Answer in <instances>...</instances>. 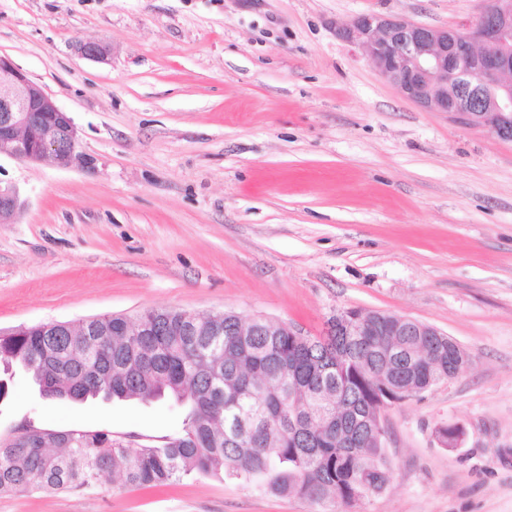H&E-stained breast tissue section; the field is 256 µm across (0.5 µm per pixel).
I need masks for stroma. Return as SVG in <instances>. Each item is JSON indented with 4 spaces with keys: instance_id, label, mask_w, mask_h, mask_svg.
Masks as SVG:
<instances>
[{
    "instance_id": "1",
    "label": "stroma",
    "mask_w": 512,
    "mask_h": 512,
    "mask_svg": "<svg viewBox=\"0 0 512 512\" xmlns=\"http://www.w3.org/2000/svg\"><path fill=\"white\" fill-rule=\"evenodd\" d=\"M479 0H0V55L72 116L89 166L0 159L24 208L0 224V329L232 311L321 335L336 310L434 326L470 362L387 411V489L353 507L240 480L0 495V512H512V141L401 95L332 22L433 27ZM80 41L108 45L93 61ZM182 407L40 396L25 420L156 443ZM460 423L458 448L439 427Z\"/></svg>"
}]
</instances>
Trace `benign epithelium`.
Here are the masks:
<instances>
[{
	"label": "benign epithelium",
	"mask_w": 512,
	"mask_h": 512,
	"mask_svg": "<svg viewBox=\"0 0 512 512\" xmlns=\"http://www.w3.org/2000/svg\"><path fill=\"white\" fill-rule=\"evenodd\" d=\"M472 22L431 27L401 15L358 14L332 23L336 38L355 46L401 94L427 112L446 113L466 125L482 128L512 141V0H482ZM79 53L103 61L109 50L98 42H81ZM60 168L88 166L91 159L78 151L77 129L55 98L29 78L9 58L0 56V157ZM23 209L17 191L0 181V223L12 224ZM396 327L415 324L419 336H441L428 324L393 316ZM84 326L87 336H110L112 328L86 319L50 321L35 328L51 336ZM326 332L361 336L359 318L349 309L336 311ZM184 343L199 335L196 316L184 314L172 330Z\"/></svg>",
	"instance_id": "1"
}]
</instances>
